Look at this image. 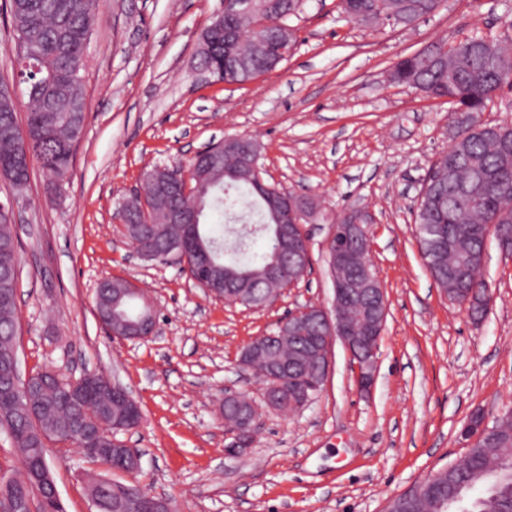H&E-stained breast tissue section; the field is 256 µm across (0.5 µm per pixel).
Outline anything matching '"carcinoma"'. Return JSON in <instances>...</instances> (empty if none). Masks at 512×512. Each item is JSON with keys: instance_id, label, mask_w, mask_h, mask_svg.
<instances>
[{"instance_id": "1", "label": "carcinoma", "mask_w": 512, "mask_h": 512, "mask_svg": "<svg viewBox=\"0 0 512 512\" xmlns=\"http://www.w3.org/2000/svg\"><path fill=\"white\" fill-rule=\"evenodd\" d=\"M341 10L352 19L371 23L392 22L413 27L447 6V0H340ZM304 0H251L241 15L224 16V37L207 41L205 65L224 70L232 80L249 82L275 70L296 45L290 19L302 13ZM97 0H5L10 36L24 45L20 55L19 84L25 87L29 112L19 123L17 107L0 106V167L14 184H25L29 169L19 159L36 160L43 172L55 178L69 170L73 132H83L86 102L80 71L84 48ZM394 82L435 99L451 97L460 111L454 113L455 133L446 152L429 167L416 202L414 224L421 255L431 277L449 300L463 305L476 283L477 262L485 255L482 225L512 226V120L484 121L481 114L497 96L512 92V24L489 37L471 35L455 44L441 40L398 59L391 68ZM193 175L188 195L176 194L162 203L146 196L128 205L131 222L123 235L132 242L152 247L163 255L176 246L189 273L199 277L203 266L214 268L209 287L226 290L221 268L230 272L233 293H245L261 304L265 285L257 277L280 253L277 217L264 196L294 198L292 191L251 183L255 174L243 176L236 156L224 155V175L206 176L201 164L190 163ZM241 206L240 218L257 216L254 227L243 230L236 248L246 250L254 237L265 239L266 250L254 262L224 259V235L206 223L213 211L224 213ZM174 210L195 224H169L166 212ZM19 255L11 215L0 208V430L9 434L20 454L23 477L0 484V499L16 512L34 505L37 512H64L43 473L50 469L48 444L84 448L82 427L94 420L109 424L124 413L119 402L106 396L81 402L69 400V386L30 392L33 414L18 412L9 391L13 387L15 355L12 353L17 323ZM122 279L104 280L95 293V309L109 315L112 287ZM146 309L137 293L125 296L115 308L134 320ZM311 334L301 332L283 347H274L254 363L265 376L267 360L285 357L315 369ZM463 498L467 512H512V409L504 410L494 429L474 440L465 463L451 467L424 497L402 494L398 512H431L430 500Z\"/></svg>"}]
</instances>
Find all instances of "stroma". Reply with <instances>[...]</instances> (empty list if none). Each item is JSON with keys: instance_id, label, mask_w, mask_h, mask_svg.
<instances>
[{"instance_id": "stroma-1", "label": "stroma", "mask_w": 512, "mask_h": 512, "mask_svg": "<svg viewBox=\"0 0 512 512\" xmlns=\"http://www.w3.org/2000/svg\"><path fill=\"white\" fill-rule=\"evenodd\" d=\"M223 0H99L81 72L87 119L60 189L33 166L24 190L0 178L18 241L22 374L106 373L138 401L124 441L141 455V485L175 512H382L386 502L465 453L463 425L512 408V259L488 245L483 277L494 302L481 321L446 298L421 257L415 201L454 132L451 106L389 82L402 56L445 39L499 34L503 0H447L403 28L344 17L339 0H305L299 41L276 70L227 86L197 69V48ZM260 147L266 183L314 199L311 268L271 305L229 304L176 259L130 256L115 212L142 172L185 165L228 137ZM367 210L372 260L388 315L370 393L342 345L322 390L300 413L269 410L238 365L245 347L305 305L330 307L326 243L337 217ZM133 282L158 315L146 342L110 336L94 294L102 277ZM247 392L259 428L244 454H224L219 405ZM65 512H96L98 464L49 446Z\"/></svg>"}]
</instances>
